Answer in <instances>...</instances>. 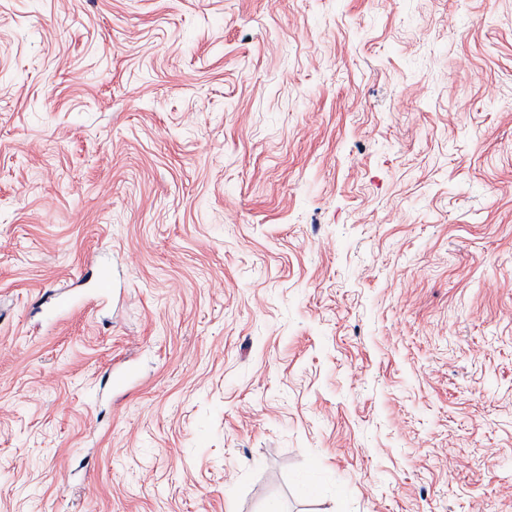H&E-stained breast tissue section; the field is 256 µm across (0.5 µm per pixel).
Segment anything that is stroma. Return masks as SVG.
<instances>
[{
    "instance_id": "obj_1",
    "label": "stroma",
    "mask_w": 512,
    "mask_h": 512,
    "mask_svg": "<svg viewBox=\"0 0 512 512\" xmlns=\"http://www.w3.org/2000/svg\"><path fill=\"white\" fill-rule=\"evenodd\" d=\"M272 503L512 512V0H0V512Z\"/></svg>"
}]
</instances>
